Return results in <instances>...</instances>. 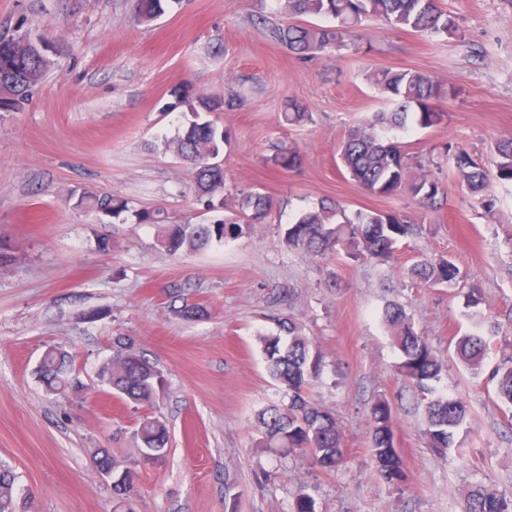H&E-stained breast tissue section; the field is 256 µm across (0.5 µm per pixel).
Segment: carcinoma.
Returning <instances> with one entry per match:
<instances>
[{
    "label": "carcinoma",
    "mask_w": 512,
    "mask_h": 512,
    "mask_svg": "<svg viewBox=\"0 0 512 512\" xmlns=\"http://www.w3.org/2000/svg\"><path fill=\"white\" fill-rule=\"evenodd\" d=\"M289 12L333 21L330 26L276 25L270 36L298 56L328 53L344 45L345 39L367 17L384 20L397 29L426 34L453 35L458 26L443 5V0H286ZM164 13L162 0H139V19L149 23ZM49 62L30 49L18 53L12 42L0 36V112H19L32 100L44 78ZM374 84L389 94L390 116L375 115L353 127L340 148L343 169L371 195L392 196L406 192L424 210L441 207L445 190L430 174H411V162L402 143L382 130L383 126L405 130L408 126L429 129L443 124L448 112L443 104L454 96L447 84L420 71L379 69L372 71ZM190 112H213L220 107L232 110L236 99L198 96L187 101ZM283 120L288 125H302L311 120L306 108L294 99L284 104ZM227 142L224 129L211 122L191 121L184 133L167 147L190 165V174L198 190V201L216 209L215 201L224 188V168L210 165L211 156L219 155ZM454 173L467 190L493 206L488 191L494 184H512V137L497 145V160L490 169L473 159L463 148L448 145ZM268 161L283 170H295L303 163L301 148L295 143L277 147ZM76 206L102 217L117 218L127 211V202L117 195L83 193ZM239 219L217 220L210 224H167L160 245L170 253L196 252L222 245L243 233V227L263 224L271 214L270 199L260 193L242 196L238 203ZM420 226L397 213L358 210L349 215L338 201L322 200L302 213L287 232L288 245L314 255L335 249L357 261L370 257L383 264L399 250L403 240L417 234ZM407 277L429 286L444 284L450 288L462 279L457 264L450 258H422L406 270ZM382 319L401 353L399 373L424 395L425 429L429 445L448 449L456 444V434L465 423L468 408L457 398L438 395L432 383L439 380L443 364L429 342L419 334L412 319L394 303L383 309ZM280 333L261 335L258 341L272 377L288 389V406L270 405L257 414L262 428L261 444L267 448H285L308 454L325 470L335 469L343 460L342 432L336 417L312 405L306 387L321 374L322 356L312 352V341L290 319L278 320ZM120 352L104 367L103 381L120 397L136 406H151L164 388L163 373L140 355L133 343L122 336L114 338ZM457 358L476 376L485 368L488 343L481 328L456 341ZM75 367L72 357L57 347L46 349L41 357L39 377L50 392L74 386ZM498 399L512 407V355L502 358L491 370ZM372 448L380 477L397 485L404 478V463L392 440L393 418L390 404L384 399L370 408ZM136 437L142 462H152L166 452L168 430L160 420L144 415L139 420ZM134 473L112 464V491L120 497L131 487ZM0 512H16V477L0 468ZM462 512H512V499L495 489L480 487L463 502Z\"/></svg>",
    "instance_id": "cac0c4a2"
}]
</instances>
